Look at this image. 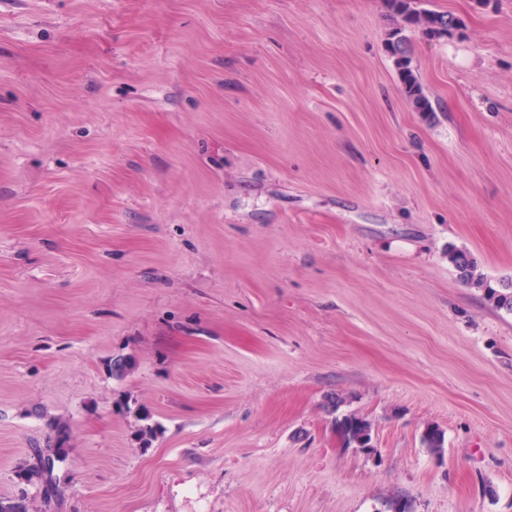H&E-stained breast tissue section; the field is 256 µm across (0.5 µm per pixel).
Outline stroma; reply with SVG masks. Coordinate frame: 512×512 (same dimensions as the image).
I'll return each instance as SVG.
<instances>
[{
  "mask_svg": "<svg viewBox=\"0 0 512 512\" xmlns=\"http://www.w3.org/2000/svg\"><path fill=\"white\" fill-rule=\"evenodd\" d=\"M424 6L423 113L385 0H0V502L512 512V0ZM386 5L398 19V26L387 39V50L405 95L414 111H431V104L413 65L411 43L405 32L417 30L426 37L440 38L459 30L462 21L450 12L424 8L420 0H386ZM448 263L452 265L460 281L482 289L497 309L512 313V281L499 287L492 286L480 272L476 260L468 252L457 248L448 250ZM336 429L346 447H369L372 439V425L365 418L347 415L341 419H336ZM66 442L67 431L57 428L54 435L46 440L44 447L33 448L34 462L22 474V479L29 483L35 480L40 482L46 496L50 498L59 493L60 479L56 476L55 470L68 457V448H65Z\"/></svg>",
  "mask_w": 512,
  "mask_h": 512,
  "instance_id": "1",
  "label": "stroma"
}]
</instances>
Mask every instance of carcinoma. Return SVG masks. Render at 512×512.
Returning <instances> with one entry per match:
<instances>
[{
  "label": "carcinoma",
  "mask_w": 512,
  "mask_h": 512,
  "mask_svg": "<svg viewBox=\"0 0 512 512\" xmlns=\"http://www.w3.org/2000/svg\"><path fill=\"white\" fill-rule=\"evenodd\" d=\"M386 5L389 12L398 19V26L387 39V50L405 95L414 111L430 112L432 107L413 65L411 43L406 31L417 30L426 37L440 38L460 29L462 21L450 12L422 7L421 0H386ZM448 263L452 265L460 281L482 289L497 309L512 313V281L499 287L491 285L480 272L476 260L469 253L457 248L448 249ZM336 429L345 446H370L372 425L368 420L347 415L336 420ZM66 442L67 431L63 428L56 429L54 435L46 440L45 446L33 449L34 462L22 474V479L29 483L40 482L49 497L59 493L60 479L55 470L68 457ZM422 444L434 451H440L445 444L444 433L431 428L422 435Z\"/></svg>",
  "instance_id": "obj_1"
}]
</instances>
